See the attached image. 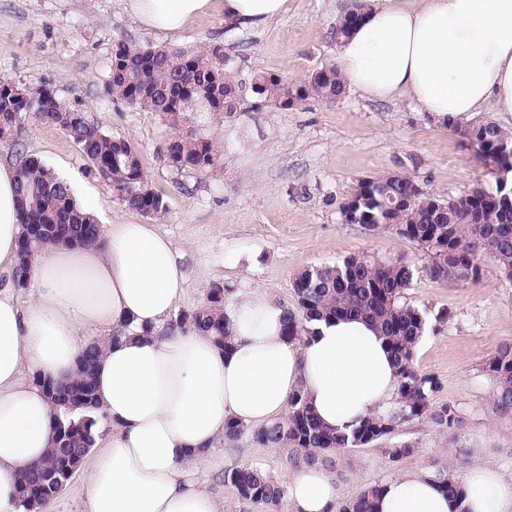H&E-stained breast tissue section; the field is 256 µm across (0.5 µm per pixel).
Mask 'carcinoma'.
<instances>
[{
  "instance_id": "obj_1",
  "label": "carcinoma",
  "mask_w": 512,
  "mask_h": 512,
  "mask_svg": "<svg viewBox=\"0 0 512 512\" xmlns=\"http://www.w3.org/2000/svg\"><path fill=\"white\" fill-rule=\"evenodd\" d=\"M357 14L339 18L332 27L336 41L355 26ZM224 60L223 99L215 100L207 84L208 72ZM107 92L130 107L154 112L180 134L169 139L163 153L176 170H201L214 167L219 153L213 141L194 130H183L200 112H239L246 101L245 86L230 68V58L219 44H205L193 50H169L121 42L112 53ZM251 92L258 98L286 108L288 103L317 98L334 104L346 88L336 69H320L303 80H292L273 73L253 76ZM41 122L59 127L79 146L89 162V172L109 181L115 197L128 208L144 215L159 216L167 203L149 184L141 160L123 139L113 138L90 123L79 111L63 105L47 86L26 89L0 81V143L18 145L26 124ZM448 131L474 147L481 163L493 169L512 172V132L493 121L478 124L454 119L444 122ZM414 179L392 174L377 178L374 195L364 202L369 223L364 228L376 232L391 230L417 243L428 255L444 245L454 255L448 263V279H476L483 274L485 259L495 263L497 275L512 285V212H503L500 198L512 190L496 181L455 197L442 198L413 188ZM22 226L19 264L15 284L29 283L33 253L43 244L89 245L99 241L100 229L94 219L81 213L66 181L35 158L17 170ZM413 280V266L398 258L381 260L357 255L334 266H321L298 273L293 281L296 304L284 309V333L290 341H303L313 333V325L328 319H363L386 339L397 366L398 408L386 416L372 415L351 434H337L325 428L307 404L304 392L297 389L288 396V417L272 421L252 432L254 441L268 448L288 447L292 464L330 466L350 448L366 446L395 437L399 426L408 421L431 422L453 430L459 426L458 410L447 403L434 406L438 383L422 374L415 365L416 349L427 327L419 309L403 301ZM230 289L214 283L202 305L178 315L171 330L192 327L226 347L231 327L224 308ZM102 345L86 346L85 362L76 379L58 384L40 381L50 400L59 409L55 417L56 437L46 460L21 471L19 494L30 504L29 493L40 489L43 476L54 474L64 479L72 459L93 446L95 420L78 414L95 401L94 363ZM487 369L498 381L493 399L495 411L512 415V343H506L489 359ZM415 445L397 441L384 449L392 463L413 454ZM445 492L460 497L462 489L449 469L438 470ZM239 498L266 509L278 507L286 497L284 485L263 470L242 466L224 472ZM381 485L365 488L357 496L340 502L338 512H374L373 501Z\"/></svg>"
}]
</instances>
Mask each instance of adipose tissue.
<instances>
[{"label":"adipose tissue","instance_id":"1","mask_svg":"<svg viewBox=\"0 0 512 512\" xmlns=\"http://www.w3.org/2000/svg\"><path fill=\"white\" fill-rule=\"evenodd\" d=\"M140 23L167 32L214 9L242 27H260L288 0H124ZM338 47L347 87L369 98L407 96L437 120L494 103L512 113V0H375ZM17 171L0 160V273L18 261ZM34 300L0 289V512H25L24 467L42 462L56 410L39 377L72 378L84 331L125 329L107 340L95 374L92 416L112 432L88 475L85 512H221L196 464L227 423L261 426L286 412L303 389L324 426L351 433L395 402L388 346L361 319L318 322L303 342L283 334V309L262 293L231 301L233 338L220 349L197 332H174L169 314L187 276L171 241L149 224L107 225L89 246L48 245L30 267ZM456 504L422 467L387 480L376 512H512V482L473 467ZM338 490L321 466L288 474L289 512H336Z\"/></svg>","mask_w":512,"mask_h":512}]
</instances>
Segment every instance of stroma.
Returning a JSON list of instances; mask_svg holds the SVG:
<instances>
[{"mask_svg":"<svg viewBox=\"0 0 512 512\" xmlns=\"http://www.w3.org/2000/svg\"><path fill=\"white\" fill-rule=\"evenodd\" d=\"M342 6V0H289L276 22L247 28L215 11L171 34L142 26L122 0H0V80L29 88L48 84L59 101L105 134L128 141L168 211L149 219L128 209L107 181L88 174L87 160L59 127L28 124L23 154L48 165L77 197L93 199L99 222L150 221L171 240L188 275L175 307L179 314L200 306L214 283L236 297L260 291L290 305L293 280L304 269L362 253L412 261L416 272L404 299L428 322L416 364L437 380L436 403L455 406L461 423L451 432L428 422L403 425L398 437L415 451L396 464L376 444L350 449L332 469L340 496L354 497L425 465L448 466L459 479L470 467L489 466L511 480L512 416L492 408L496 383L486 363L500 344L512 341V285L490 263L477 280L432 276L416 243L344 223L340 214L365 177L407 175L430 192L454 197L495 184V170L408 97L375 100L349 91L333 105L309 99L287 110L265 104L205 114L195 130L219 145L220 160L205 171H178L163 154L174 128L105 92L120 41L172 50L215 43L240 78L261 71L305 78L335 66L331 28ZM443 310L449 318L441 322ZM98 453L90 449L46 512H83L87 474ZM243 465L281 481L290 468L289 450L262 447L247 434L218 440L198 473L223 501V512L244 510L236 490L222 480L226 470Z\"/></svg>","mask_w":512,"mask_h":512,"instance_id":"35a3bbf8","label":"stroma"}]
</instances>
